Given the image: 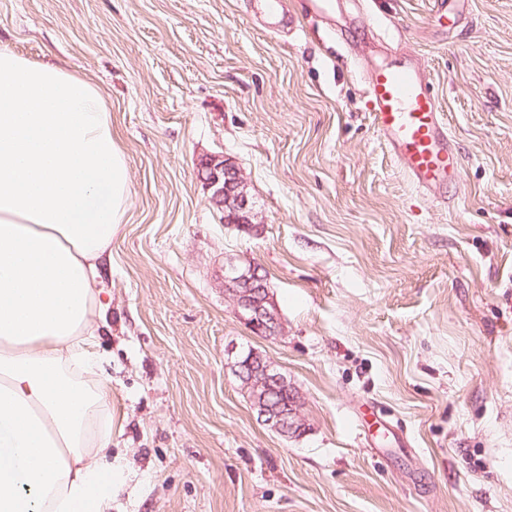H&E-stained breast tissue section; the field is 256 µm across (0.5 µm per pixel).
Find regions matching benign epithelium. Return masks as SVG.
I'll use <instances>...</instances> for the list:
<instances>
[{
  "instance_id": "7a95c632",
  "label": "benign epithelium",
  "mask_w": 512,
  "mask_h": 512,
  "mask_svg": "<svg viewBox=\"0 0 512 512\" xmlns=\"http://www.w3.org/2000/svg\"><path fill=\"white\" fill-rule=\"evenodd\" d=\"M199 179L212 191V200L230 222L254 226V206L244 189V179L236 164L216 155L201 157ZM224 299L230 302L238 318L256 336H282L280 313L270 289L260 276V266L253 261L224 263ZM234 375L245 392L252 393L254 409L260 420L283 436L304 430L299 391L288 377L279 372L264 355L251 351L241 353L233 364ZM284 391L287 401H271L270 397Z\"/></svg>"
}]
</instances>
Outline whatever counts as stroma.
I'll return each instance as SVG.
<instances>
[{"instance_id":"stroma-1","label":"stroma","mask_w":512,"mask_h":512,"mask_svg":"<svg viewBox=\"0 0 512 512\" xmlns=\"http://www.w3.org/2000/svg\"><path fill=\"white\" fill-rule=\"evenodd\" d=\"M254 0H0V49L102 94L128 166L112 239V512H512V0H373L345 29L307 0L267 34ZM414 55L459 148L440 196L377 136L368 34ZM240 167L258 231L197 175ZM266 271L284 332L253 335L224 264ZM300 392L260 422L231 363ZM233 371L243 391L252 393L258 417L272 431L289 436L304 430L299 391L272 361L252 350L250 354L237 356ZM284 391L290 393L289 401L270 400L271 396H279Z\"/></svg>"}]
</instances>
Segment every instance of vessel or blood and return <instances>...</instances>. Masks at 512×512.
I'll list each match as a JSON object with an SVG mask.
<instances>
[{
	"label": "vessel or blood",
	"mask_w": 512,
	"mask_h": 512,
	"mask_svg": "<svg viewBox=\"0 0 512 512\" xmlns=\"http://www.w3.org/2000/svg\"><path fill=\"white\" fill-rule=\"evenodd\" d=\"M373 125L386 148L419 191L431 194L461 171L440 101L413 58L374 64L363 71Z\"/></svg>",
	"instance_id": "obj_1"
}]
</instances>
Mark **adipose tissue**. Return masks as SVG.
<instances>
[{"label": "adipose tissue", "instance_id": "1", "mask_svg": "<svg viewBox=\"0 0 512 512\" xmlns=\"http://www.w3.org/2000/svg\"><path fill=\"white\" fill-rule=\"evenodd\" d=\"M129 201L98 90L0 50V512H108L101 276Z\"/></svg>", "mask_w": 512, "mask_h": 512}]
</instances>
